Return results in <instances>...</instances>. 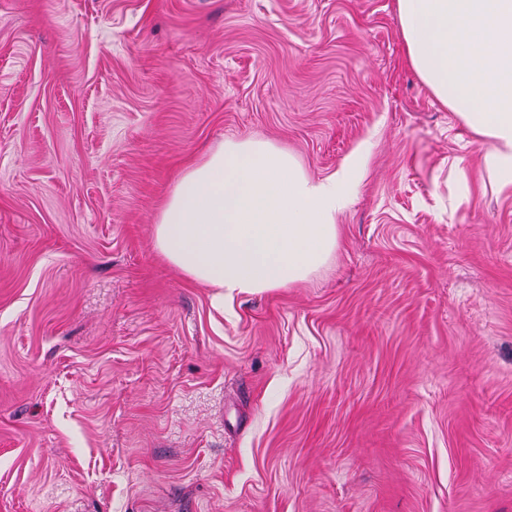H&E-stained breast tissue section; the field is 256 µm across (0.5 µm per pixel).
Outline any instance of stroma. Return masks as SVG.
<instances>
[{
    "mask_svg": "<svg viewBox=\"0 0 512 512\" xmlns=\"http://www.w3.org/2000/svg\"><path fill=\"white\" fill-rule=\"evenodd\" d=\"M260 137L361 161L307 281L155 248ZM396 0H0V512H512V186Z\"/></svg>",
    "mask_w": 512,
    "mask_h": 512,
    "instance_id": "stroma-1",
    "label": "stroma"
}]
</instances>
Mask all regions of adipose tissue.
<instances>
[{
	"label": "adipose tissue",
	"instance_id": "obj_1",
	"mask_svg": "<svg viewBox=\"0 0 512 512\" xmlns=\"http://www.w3.org/2000/svg\"><path fill=\"white\" fill-rule=\"evenodd\" d=\"M397 12L408 64L512 185V0H397ZM358 182L356 163L314 178L269 141L229 139L179 174L155 245L221 299L284 288L333 254Z\"/></svg>",
	"mask_w": 512,
	"mask_h": 512
}]
</instances>
